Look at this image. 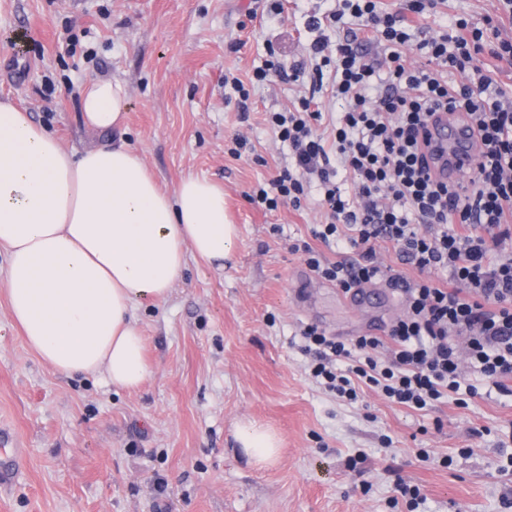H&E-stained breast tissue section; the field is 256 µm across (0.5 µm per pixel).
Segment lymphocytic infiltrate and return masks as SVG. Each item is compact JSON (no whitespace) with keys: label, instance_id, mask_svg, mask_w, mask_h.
Masks as SVG:
<instances>
[{"label":"lymphocytic infiltrate","instance_id":"obj_1","mask_svg":"<svg viewBox=\"0 0 512 512\" xmlns=\"http://www.w3.org/2000/svg\"><path fill=\"white\" fill-rule=\"evenodd\" d=\"M436 5L405 0L382 12L377 0H336L335 10L311 16L312 94L265 118L287 144L289 162L249 193L250 203L298 210L317 191L323 220L311 230L313 243L292 244V251L342 291L379 283L405 306L383 337L348 343L312 324L302 328L312 378L348 403L366 389L414 410L462 390L473 397L476 389L464 384L469 368L489 389L512 396V99L480 62L484 33L467 19L416 39L409 15L431 14ZM333 31L339 39H330ZM374 42L387 47V64L370 56ZM411 47L434 68H407L403 54ZM453 69L467 72V81L449 80ZM325 89L343 103L327 126L312 106ZM455 111L484 149L467 179L451 186L426 172L422 133L435 115ZM343 171L353 188L339 181ZM383 243L415 276L378 260ZM326 247L355 257L329 260Z\"/></svg>","mask_w":512,"mask_h":512}]
</instances>
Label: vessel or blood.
<instances>
[{
	"label": "vessel or blood",
	"mask_w": 512,
	"mask_h": 512,
	"mask_svg": "<svg viewBox=\"0 0 512 512\" xmlns=\"http://www.w3.org/2000/svg\"><path fill=\"white\" fill-rule=\"evenodd\" d=\"M429 172L431 176L456 183L474 166L480 155V143L463 114H440L429 127ZM0 446L11 449L8 461L0 464V491L10 490L21 473L23 455L20 443L0 425Z\"/></svg>",
	"instance_id": "vessel-or-blood-1"
}]
</instances>
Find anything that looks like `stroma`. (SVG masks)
<instances>
[{
    "label": "stroma",
    "mask_w": 512,
    "mask_h": 512,
    "mask_svg": "<svg viewBox=\"0 0 512 512\" xmlns=\"http://www.w3.org/2000/svg\"><path fill=\"white\" fill-rule=\"evenodd\" d=\"M252 5L0 0V99L66 150H138L165 190L188 175L213 181L239 227L223 268L188 258L169 297L138 311L151 374L132 390L61 377L37 358L10 318L0 253V423L26 450V472L0 495V512H406L388 505L400 480L425 495L417 512H512V468L503 467L512 398L483 393L464 407L416 411L369 391L348 405L309 378L303 325L346 341L381 336L402 308L379 288L353 304L314 275L300 302L305 263L290 246L310 240L318 207L267 212L247 199L288 163L266 113L290 107L310 79L271 78L244 105L224 79L248 80L271 44L279 62L311 68L306 21L329 2L284 0L281 14L262 20L249 18ZM457 16L478 25L495 18L499 40L512 42L500 0H441L418 25L438 34ZM93 78L126 84L123 130L83 123L79 93ZM237 137L251 156L231 155ZM243 418L276 430V463H249L234 436Z\"/></svg>",
    "instance_id": "35a3bbf8"
}]
</instances>
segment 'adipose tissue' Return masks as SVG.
<instances>
[{
  "label": "adipose tissue",
  "instance_id": "1",
  "mask_svg": "<svg viewBox=\"0 0 512 512\" xmlns=\"http://www.w3.org/2000/svg\"><path fill=\"white\" fill-rule=\"evenodd\" d=\"M80 95L89 126L123 128L131 98L122 82L92 79ZM237 239L214 182L188 176L164 191L134 149L74 155L0 102L5 292L26 344L57 374L139 387L149 365L136 309L169 296L187 255L221 264ZM235 439L254 464L278 457L277 434L258 422H238Z\"/></svg>",
  "mask_w": 512,
  "mask_h": 512
}]
</instances>
